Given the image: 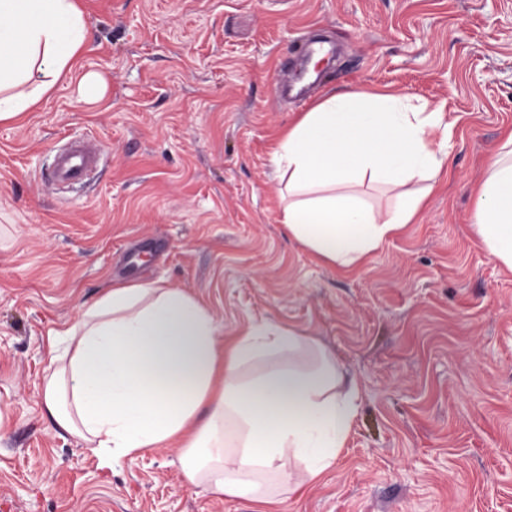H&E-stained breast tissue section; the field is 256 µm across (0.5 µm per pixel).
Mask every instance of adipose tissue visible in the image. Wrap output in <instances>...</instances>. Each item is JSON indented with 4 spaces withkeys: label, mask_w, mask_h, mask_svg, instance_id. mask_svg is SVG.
<instances>
[{
    "label": "adipose tissue",
    "mask_w": 512,
    "mask_h": 512,
    "mask_svg": "<svg viewBox=\"0 0 512 512\" xmlns=\"http://www.w3.org/2000/svg\"><path fill=\"white\" fill-rule=\"evenodd\" d=\"M86 45L78 0H0V121L39 104ZM452 125L396 90L334 91L276 150L289 238L331 266L363 265L419 211L448 156ZM396 189L376 207L363 183ZM473 231L512 270V131L476 189ZM53 429L108 463L177 443L191 485L273 512L332 468L361 389L319 339L262 321L233 340L210 309L161 283L115 285L51 331L41 385Z\"/></svg>",
    "instance_id": "obj_1"
}]
</instances>
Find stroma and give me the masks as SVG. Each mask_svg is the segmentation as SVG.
Listing matches in <instances>:
<instances>
[{
    "mask_svg": "<svg viewBox=\"0 0 512 512\" xmlns=\"http://www.w3.org/2000/svg\"><path fill=\"white\" fill-rule=\"evenodd\" d=\"M80 2L77 72L0 122V512H253L189 486L176 447L107 467L45 416L49 330L148 282L202 301L228 339L261 321L315 337L361 383L335 466L275 512H512V271L471 227L512 129V0ZM286 82L314 88L295 100ZM341 86L454 124L413 222L350 271L288 238L275 176L285 129ZM84 136L96 180L45 183Z\"/></svg>",
    "mask_w": 512,
    "mask_h": 512,
    "instance_id": "stroma-1",
    "label": "stroma"
}]
</instances>
